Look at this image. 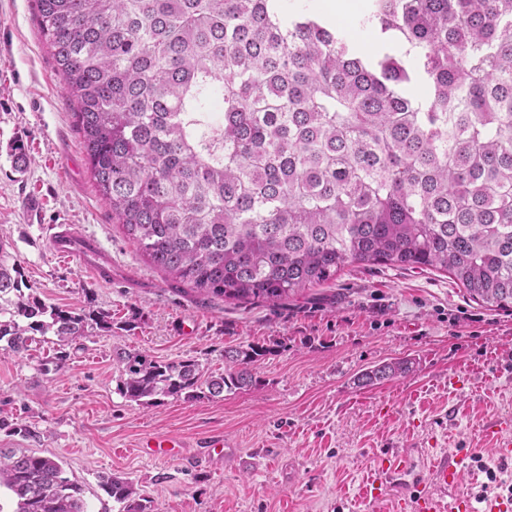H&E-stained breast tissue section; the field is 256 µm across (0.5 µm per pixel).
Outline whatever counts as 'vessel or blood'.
Returning <instances> with one entry per match:
<instances>
[{"label":"vessel or blood","mask_w":512,"mask_h":512,"mask_svg":"<svg viewBox=\"0 0 512 512\" xmlns=\"http://www.w3.org/2000/svg\"><path fill=\"white\" fill-rule=\"evenodd\" d=\"M50 245L53 252L62 258L79 260L87 267L90 276L100 282L112 278V260L104 252L98 240L86 234L78 225L65 224L55 226L50 234ZM143 448L152 455L167 456L173 454L180 443L177 439L156 434L146 437ZM413 469L412 463L403 457L383 458L376 463L378 482L370 484L372 496H379L381 481L398 482L409 476ZM418 512H472L469 496L459 495L445 502L434 497L423 495L417 498Z\"/></svg>","instance_id":"1"}]
</instances>
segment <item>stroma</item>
I'll return each instance as SVG.
<instances>
[{"mask_svg": "<svg viewBox=\"0 0 512 512\" xmlns=\"http://www.w3.org/2000/svg\"><path fill=\"white\" fill-rule=\"evenodd\" d=\"M17 139L29 150L22 173L9 154ZM81 141L34 0H0V241L46 302L112 314L111 332L73 341L57 371L41 366L52 343L0 349V448L57 456L87 512H122L100 487L113 474L133 482L150 512H393L422 490L496 494L490 470L512 484V460L483 432L497 420L512 439V309L480 306L446 273L390 265L346 267L275 306L178 291L113 224ZM57 224L99 240L111 282L52 252ZM249 343L268 353L253 384L224 397L140 405L118 391L114 347L192 358L218 374L225 347ZM402 360L407 374L358 385L366 369ZM156 433L182 448L147 455L139 442ZM211 435L234 453L209 452ZM256 450L263 466L244 465ZM444 451L463 469L449 486L427 467ZM385 453L415 461L420 484L366 499L361 488Z\"/></svg>", "mask_w": 512, "mask_h": 512, "instance_id": "obj_1", "label": "stroma"}]
</instances>
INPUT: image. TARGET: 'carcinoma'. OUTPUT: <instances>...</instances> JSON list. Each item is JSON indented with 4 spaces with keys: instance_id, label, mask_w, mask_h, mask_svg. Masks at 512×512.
<instances>
[{
    "instance_id": "1",
    "label": "carcinoma",
    "mask_w": 512,
    "mask_h": 512,
    "mask_svg": "<svg viewBox=\"0 0 512 512\" xmlns=\"http://www.w3.org/2000/svg\"><path fill=\"white\" fill-rule=\"evenodd\" d=\"M112 222L156 268L213 297L276 304L346 266L440 270L491 310L512 308V0H372L369 58L281 0H35ZM422 83L429 99L404 87ZM219 98L223 116L210 104ZM0 255V342L64 347L108 312L24 291ZM267 349L193 358L115 349L119 391L153 405L248 386ZM405 361L362 375L372 383ZM15 512H85L52 457L0 451ZM101 488L146 512L124 477Z\"/></svg>"
}]
</instances>
